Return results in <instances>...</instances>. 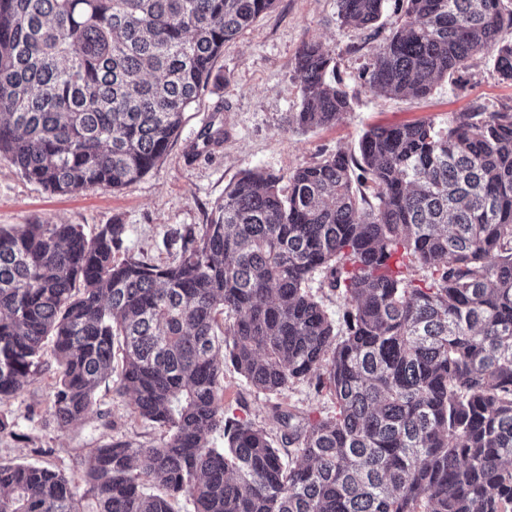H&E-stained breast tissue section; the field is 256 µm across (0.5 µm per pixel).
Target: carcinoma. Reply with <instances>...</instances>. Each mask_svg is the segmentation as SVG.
<instances>
[{"label": "carcinoma", "instance_id": "1", "mask_svg": "<svg viewBox=\"0 0 512 512\" xmlns=\"http://www.w3.org/2000/svg\"><path fill=\"white\" fill-rule=\"evenodd\" d=\"M275 2L0 0V158L53 192L131 185ZM401 2L366 91L425 98L478 54L512 83V0ZM384 3L337 0L340 26L375 27ZM331 63L297 49L290 127L352 111ZM278 183L232 181L208 223L172 232L170 264L120 255L125 224L0 227V401L52 361L59 429L110 381L161 431L86 449L81 485L0 461V512H512V105L373 127ZM317 270L339 320L309 292ZM226 358L268 394L316 379L335 414L279 413L278 442L224 417Z\"/></svg>", "mask_w": 512, "mask_h": 512}]
</instances>
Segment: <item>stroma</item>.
I'll return each instance as SVG.
<instances>
[{
    "label": "stroma",
    "instance_id": "obj_1",
    "mask_svg": "<svg viewBox=\"0 0 512 512\" xmlns=\"http://www.w3.org/2000/svg\"><path fill=\"white\" fill-rule=\"evenodd\" d=\"M336 0H276L274 9L258 18L215 59L196 104L186 112L167 155L136 183L121 191L59 194L27 181L8 162L0 161V226L78 224L93 236L104 224L127 227L123 248L144 260L172 262L179 250L172 229L206 223L225 187L247 170L281 177L302 164L321 161L337 149L354 151L363 132L431 120L447 126L453 113L474 106L494 111L512 104V85L498 77L490 56L471 59L465 83L441 82L428 97H376L359 91L353 110L342 123L305 133L289 128L285 118L298 111L301 79L294 56L305 40L321 42L336 72L357 88L359 73L368 66L375 47L392 30L393 13L381 27L339 28ZM220 130L221 141H204L207 129ZM54 394V371L46 369L18 395L0 402V414L16 423L14 434H0V459L36 463L75 478L81 449L110 439L149 446L158 429L135 417L131 402L116 397L111 385L97 391L99 411L111 414L105 426L97 414L68 430H60L47 414ZM304 416L310 411L331 414L336 404L329 391H316L303 381L280 394H264L249 386L232 365L224 367V414L276 435L274 407Z\"/></svg>",
    "mask_w": 512,
    "mask_h": 512
}]
</instances>
